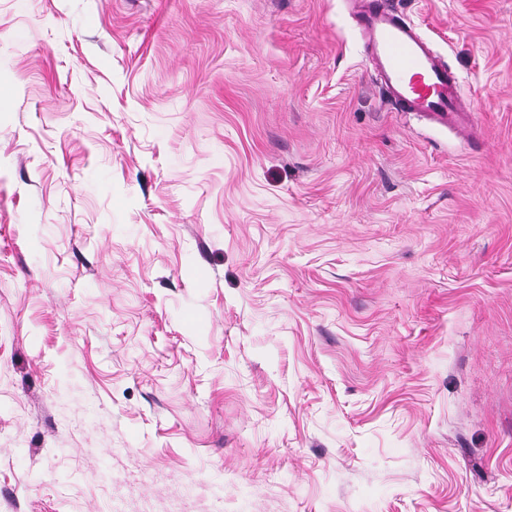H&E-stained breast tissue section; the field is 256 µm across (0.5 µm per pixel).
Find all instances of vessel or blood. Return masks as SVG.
<instances>
[{
	"label": "vessel or blood",
	"mask_w": 512,
	"mask_h": 512,
	"mask_svg": "<svg viewBox=\"0 0 512 512\" xmlns=\"http://www.w3.org/2000/svg\"><path fill=\"white\" fill-rule=\"evenodd\" d=\"M358 30L366 57L398 112H415L455 129L476 110L463 97L457 76L411 21L388 0H356Z\"/></svg>",
	"instance_id": "obj_1"
}]
</instances>
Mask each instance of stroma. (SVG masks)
I'll list each match as a JSON object with an SVG mask.
<instances>
[{
	"label": "stroma",
	"instance_id": "1",
	"mask_svg": "<svg viewBox=\"0 0 512 512\" xmlns=\"http://www.w3.org/2000/svg\"><path fill=\"white\" fill-rule=\"evenodd\" d=\"M0 0V505L512 512V0ZM358 30L367 60L381 78L397 112H415L456 129L477 112L464 98L457 76L410 20L386 0H356Z\"/></svg>",
	"mask_w": 512,
	"mask_h": 512
}]
</instances>
